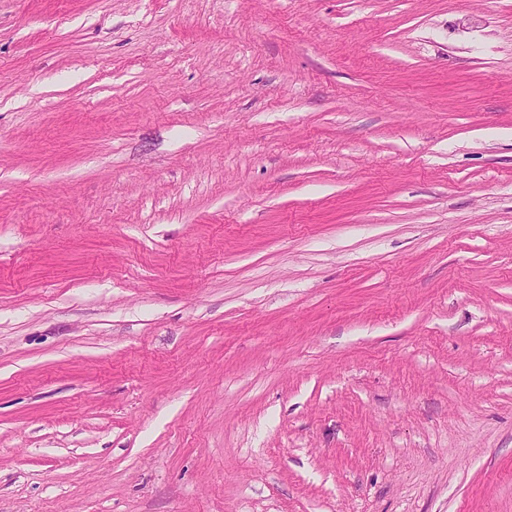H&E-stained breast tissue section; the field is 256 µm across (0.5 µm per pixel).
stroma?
Segmentation results:
<instances>
[{"mask_svg": "<svg viewBox=\"0 0 512 512\" xmlns=\"http://www.w3.org/2000/svg\"><path fill=\"white\" fill-rule=\"evenodd\" d=\"M0 512H512V0H0Z\"/></svg>", "mask_w": 512, "mask_h": 512, "instance_id": "obj_1", "label": "stroma"}]
</instances>
